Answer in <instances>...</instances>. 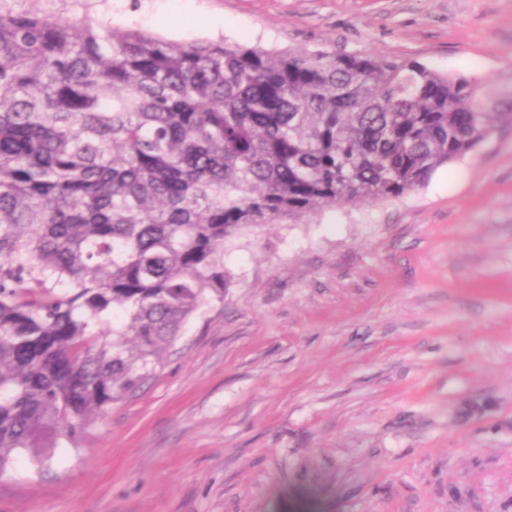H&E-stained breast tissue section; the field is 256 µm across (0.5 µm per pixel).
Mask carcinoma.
Listing matches in <instances>:
<instances>
[{
	"label": "carcinoma",
	"mask_w": 512,
	"mask_h": 512,
	"mask_svg": "<svg viewBox=\"0 0 512 512\" xmlns=\"http://www.w3.org/2000/svg\"><path fill=\"white\" fill-rule=\"evenodd\" d=\"M506 121L512 94L416 60L0 2V472L153 378L243 230L403 197Z\"/></svg>",
	"instance_id": "1"
}]
</instances>
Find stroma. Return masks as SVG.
<instances>
[{"label":"stroma","mask_w":512,"mask_h":512,"mask_svg":"<svg viewBox=\"0 0 512 512\" xmlns=\"http://www.w3.org/2000/svg\"><path fill=\"white\" fill-rule=\"evenodd\" d=\"M10 5L512 92V0ZM224 265L155 378L51 463L15 457L0 512H512V123L403 198L244 232Z\"/></svg>","instance_id":"stroma-1"}]
</instances>
